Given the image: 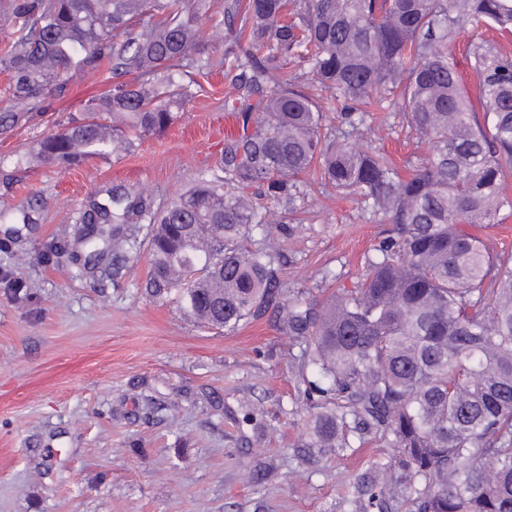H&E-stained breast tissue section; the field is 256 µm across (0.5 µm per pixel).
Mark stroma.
<instances>
[{"instance_id": "35a3bbf8", "label": "stroma", "mask_w": 512, "mask_h": 512, "mask_svg": "<svg viewBox=\"0 0 512 512\" xmlns=\"http://www.w3.org/2000/svg\"><path fill=\"white\" fill-rule=\"evenodd\" d=\"M110 81L71 73L64 97L16 106L0 135V512H378L355 486L392 449L297 456L307 413L295 387L301 347L265 318L227 333L184 314L176 294L150 297L147 227L126 256L87 261L82 214L112 186L164 208L219 172L225 134L221 69L195 76L194 98L166 131L72 170L35 156L43 138ZM337 133L396 164L424 153L387 112ZM296 213L266 203L253 238L280 252L288 294L324 276L351 286L391 226L366 203L301 176ZM68 249H59V242ZM263 408L258 438L241 403ZM271 477L254 483L255 465Z\"/></svg>"}]
</instances>
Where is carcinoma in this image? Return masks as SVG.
<instances>
[{
	"label": "carcinoma",
	"mask_w": 512,
	"mask_h": 512,
	"mask_svg": "<svg viewBox=\"0 0 512 512\" xmlns=\"http://www.w3.org/2000/svg\"><path fill=\"white\" fill-rule=\"evenodd\" d=\"M215 0H4L14 29L0 57L4 93L37 102L65 94L72 71L108 67L112 94L37 145L45 163L106 159L167 130L192 100L183 77L211 72L204 23ZM220 64L238 132L224 137V176L202 180L162 211L127 188L92 203L84 223L98 257L123 256V224H151L146 290L175 289L183 310L226 332L277 313L304 344L303 447L343 457L369 440L396 453L408 512H512V255L478 230L512 211V54L481 37L450 47L470 22L512 35V0H223ZM306 68L336 94L346 124L367 107L395 112L428 144L403 172L380 153L324 132L323 107L293 74ZM318 166L340 195L394 224L364 274L319 302L285 294L275 253L251 246L259 196L294 209L298 178ZM391 466L361 492L387 508Z\"/></svg>",
	"instance_id": "1"
}]
</instances>
